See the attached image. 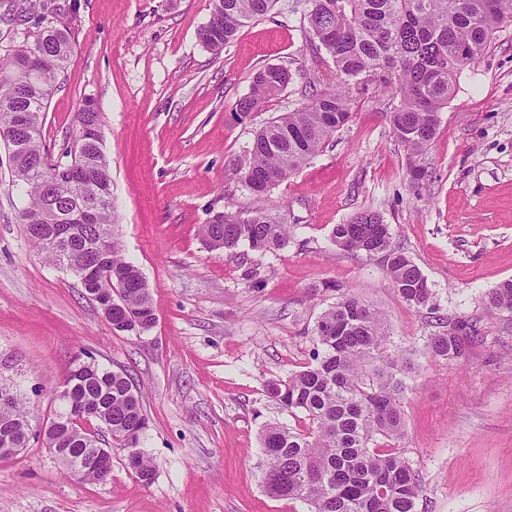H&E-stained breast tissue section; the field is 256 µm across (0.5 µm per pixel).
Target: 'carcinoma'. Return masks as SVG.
<instances>
[{
    "label": "carcinoma",
    "instance_id": "cac0c4a2",
    "mask_svg": "<svg viewBox=\"0 0 512 512\" xmlns=\"http://www.w3.org/2000/svg\"><path fill=\"white\" fill-rule=\"evenodd\" d=\"M275 0H212L208 21L199 29L204 48L218 55L249 23L265 16ZM307 22L319 49L331 58L336 83L312 92L310 101L255 132L241 167L244 186L257 198L288 179L320 152L350 118V104L359 86L374 80L394 84L399 104L389 113L392 132L412 158L426 153L434 139L439 112L448 104L458 76L476 60L505 25L512 22V0H308ZM66 25L40 26L0 58V132L13 162V177L25 196L19 221L39 232L35 241L53 264L61 265L54 250L55 226L67 223L69 212L49 206L44 182L68 168H91L97 173L93 195L103 201L94 222L80 224L68 239L69 252L94 269L85 283L93 291L105 283L119 289L118 303L143 333L156 320L149 289L140 270L111 238L103 254L93 243L103 228L112 229L114 211L110 162L103 144L90 135L73 137L62 155L53 159L42 144L44 112L58 76L74 53ZM43 66L29 73L37 57ZM291 73L283 66H266L253 77L250 92L240 98L236 115L243 119L264 108L283 91ZM31 114L27 136L8 141L15 113ZM78 130L102 126V113L88 98L79 109ZM210 246L233 251L241 246L257 252H276L289 238L288 225L278 224L257 208L251 215L227 208L201 225ZM332 240L345 251L379 257L396 295L414 306L426 305L431 290L420 268L393 244L381 214L363 210L332 229ZM490 312L512 315V280L487 295ZM315 335L321 352L314 363L285 379L271 380L267 391L290 414L302 412L310 421L294 431L280 423L264 426L260 435L266 465L263 487L275 498L298 499L309 512H417L421 483L418 472L403 455L399 442L405 421L401 405L409 365L385 353L388 329L381 313L360 299L344 295L319 317ZM480 339L477 325L458 321L430 338L434 359L458 360ZM72 392L112 412L108 432L115 448L137 449V478L148 484L154 466L142 448L147 429L141 397L133 379L105 368L93 374H71ZM58 415L66 421L62 435L73 454L98 447V438L69 417L66 406ZM30 410L17 400L0 405V447L5 441L27 446Z\"/></svg>",
    "mask_w": 512,
    "mask_h": 512
}]
</instances>
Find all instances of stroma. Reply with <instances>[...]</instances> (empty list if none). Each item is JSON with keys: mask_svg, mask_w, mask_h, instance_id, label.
Instances as JSON below:
<instances>
[{"mask_svg": "<svg viewBox=\"0 0 512 512\" xmlns=\"http://www.w3.org/2000/svg\"><path fill=\"white\" fill-rule=\"evenodd\" d=\"M76 52L43 125L59 155L85 99L103 113L112 169L113 232L145 278L157 321L112 329L78 280L28 238L23 195L0 144V382L31 412L27 449L0 459V512H307L262 486L265 424L308 427L266 392L312 361L320 314L351 294L382 312L387 353L412 364L400 446L418 471V512H512V316L486 295L512 279V26L459 77L413 179L388 112L394 85L367 83L322 152L255 200L240 182L254 134L325 89L333 63L318 50L306 0H276L215 55L197 40L211 0H50ZM285 66L288 87L239 120L253 75ZM256 206L292 225L273 253L211 248L199 227L225 205ZM380 212L393 243L423 272L426 306L404 303L382 262L346 252L334 225ZM456 321L482 338L459 360L429 356L430 336ZM131 376L148 417L151 483L112 454L107 481L68 477L39 432L60 406L76 361Z\"/></svg>", "mask_w": 512, "mask_h": 512, "instance_id": "obj_1", "label": "stroma"}]
</instances>
